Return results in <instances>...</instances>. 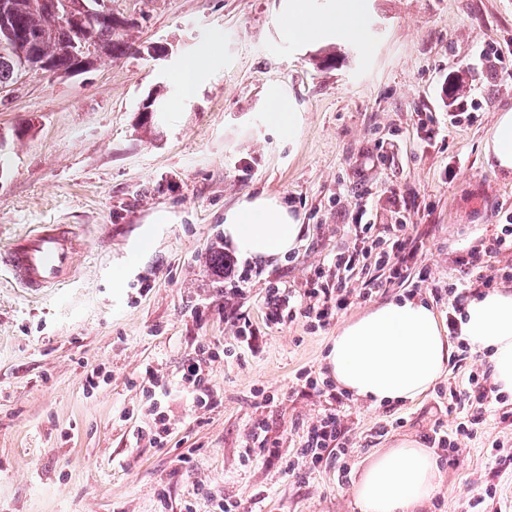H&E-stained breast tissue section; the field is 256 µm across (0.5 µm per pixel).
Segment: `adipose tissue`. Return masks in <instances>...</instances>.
<instances>
[{"label":"adipose tissue","instance_id":"adipose-tissue-1","mask_svg":"<svg viewBox=\"0 0 512 512\" xmlns=\"http://www.w3.org/2000/svg\"><path fill=\"white\" fill-rule=\"evenodd\" d=\"M280 27L289 39L313 43L333 29L358 37L359 0H333L317 12L309 0H287ZM492 168L512 170V109L498 114L484 141ZM303 225L279 196L263 193L224 211V240L239 256L271 261L292 251ZM462 337L486 353L499 393L512 395V290L469 301L459 319ZM452 350L433 309L403 299L375 306L336 330L327 356L337 387L374 406L411 402L444 376ZM444 476L433 449L406 438L371 456L352 484L360 512H422Z\"/></svg>","mask_w":512,"mask_h":512}]
</instances>
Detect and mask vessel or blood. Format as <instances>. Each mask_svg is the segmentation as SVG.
Masks as SVG:
<instances>
[{"label": "vessel or blood", "mask_w": 512, "mask_h": 512, "mask_svg": "<svg viewBox=\"0 0 512 512\" xmlns=\"http://www.w3.org/2000/svg\"><path fill=\"white\" fill-rule=\"evenodd\" d=\"M80 243L71 228L45 224L18 238L0 252L6 267L22 287L32 291L54 288L68 279L75 268Z\"/></svg>", "instance_id": "1"}]
</instances>
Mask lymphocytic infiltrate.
<instances>
[{
    "instance_id": "f902f5d3",
    "label": "lymphocytic infiltrate",
    "mask_w": 512,
    "mask_h": 512,
    "mask_svg": "<svg viewBox=\"0 0 512 512\" xmlns=\"http://www.w3.org/2000/svg\"><path fill=\"white\" fill-rule=\"evenodd\" d=\"M349 229L354 238L352 250L334 255L329 268L318 269L309 288L301 292H287L279 287L269 289L268 319L271 323L284 325L302 319L310 329H323L357 300L371 298L384 284L407 279L409 263L417 257L416 249L409 246L408 225L378 226L367 204L361 202ZM509 252L512 253V225L506 224L500 235L477 241L456 261L461 276L449 282L444 296L448 304V334L457 342L459 361L470 362L472 353L469 344L460 337L458 317L469 299L497 287L499 274L492 261ZM367 263L379 270V277L362 282L360 288H353L354 271ZM212 357L210 347L200 345L195 358L183 364L180 371L179 383L184 390L190 391L193 407L209 408L216 403L205 373ZM145 377L147 385L142 392L149 404L152 423L138 427L136 435L149 438L159 447L171 433V423L162 410L159 397L164 384L153 370H146ZM300 379L305 389L332 400L334 407L308 425L303 442L287 464L289 473L294 475L305 469L319 468L326 449H334L340 463L345 462L349 453V428L336 408L344 398L343 392L337 391L332 381L309 372L301 373ZM498 401L499 393L491 380L490 369L472 366L464 384L448 389L449 409L461 406L466 410L457 425L458 434L466 438L477 435L486 422L487 413Z\"/></svg>"
}]
</instances>
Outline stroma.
<instances>
[{
    "instance_id": "obj_1",
    "label": "stroma",
    "mask_w": 512,
    "mask_h": 512,
    "mask_svg": "<svg viewBox=\"0 0 512 512\" xmlns=\"http://www.w3.org/2000/svg\"><path fill=\"white\" fill-rule=\"evenodd\" d=\"M281 0H112L136 22V52L104 58L69 76H22L0 93V250L40 224H68L84 243L65 284L40 294L0 270V512H216L218 500L258 512H359L351 484L364 460L432 428L460 420L443 389L463 383L451 369L437 389L405 404L373 408L347 399V474L335 458L312 473L284 467L324 399L303 393L308 370L328 373L335 326L267 319V290H303L319 267L352 247L360 195L375 193L379 224L408 223L431 272L391 283L339 314L406 298L433 301L457 277L455 259L512 216V172L485 161L484 139L512 109V0H362L363 38L333 34L303 45L278 24ZM219 55H207L213 40ZM168 45L152 59L147 49ZM494 47L502 62L478 64ZM200 58L203 77L182 99L177 74ZM461 81L474 120L448 121V81ZM294 100L301 121L288 137L266 122L269 85ZM159 107L150 125L140 109ZM432 122L424 138L419 124ZM396 191L397 201L383 197ZM267 192L290 203L305 232L278 262L253 263L238 296L226 294L224 210ZM148 251H138L143 236ZM124 271L125 285L112 276ZM245 310L255 348L237 347L226 311ZM209 344V385L219 403L192 410L175 386L183 364ZM234 356H227V349ZM153 368L172 387L164 447L136 440L148 423L142 377ZM98 371V385L85 386ZM278 441L275 458H244L251 422ZM461 461L445 467L424 512H466L497 473L495 512H512V425L491 414L460 439ZM193 452L192 467L178 459Z\"/></svg>"
}]
</instances>
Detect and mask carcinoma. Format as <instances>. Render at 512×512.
<instances>
[{"instance_id": "obj_1", "label": "carcinoma", "mask_w": 512, "mask_h": 512, "mask_svg": "<svg viewBox=\"0 0 512 512\" xmlns=\"http://www.w3.org/2000/svg\"><path fill=\"white\" fill-rule=\"evenodd\" d=\"M6 16L12 32V49L0 52V90L14 84L20 74L22 58L33 50L52 63V71L69 73L76 65L75 45L93 41L105 54L118 58L129 50V33L118 32L104 20H94L86 29L64 28L57 17L33 6V0H0V16ZM39 31L43 40L39 45L30 43L29 36Z\"/></svg>"}]
</instances>
